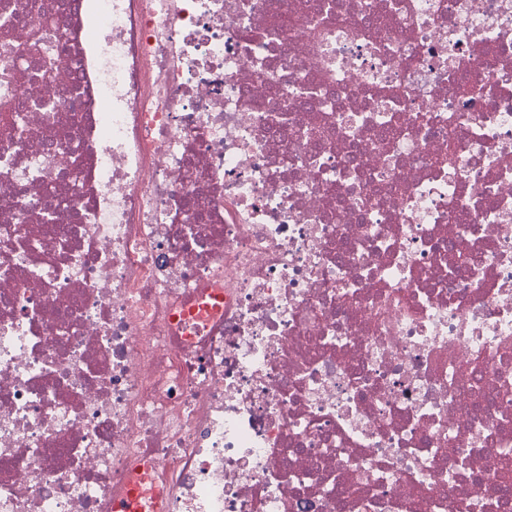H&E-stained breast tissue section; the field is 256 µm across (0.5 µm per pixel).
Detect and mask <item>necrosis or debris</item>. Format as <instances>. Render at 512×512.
<instances>
[{"label": "necrosis or debris", "mask_w": 512, "mask_h": 512, "mask_svg": "<svg viewBox=\"0 0 512 512\" xmlns=\"http://www.w3.org/2000/svg\"><path fill=\"white\" fill-rule=\"evenodd\" d=\"M512 512V0H0V512Z\"/></svg>", "instance_id": "4bbe7bcc"}]
</instances>
